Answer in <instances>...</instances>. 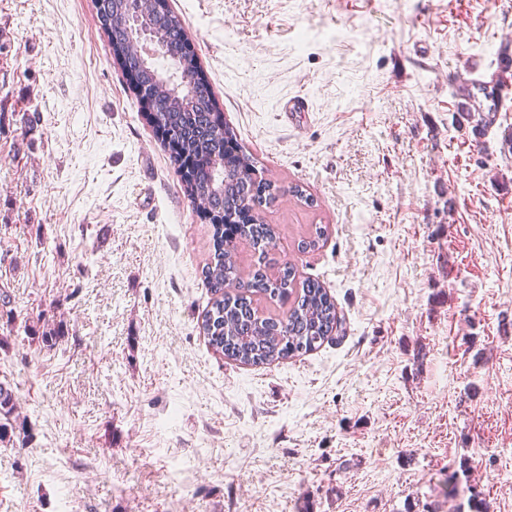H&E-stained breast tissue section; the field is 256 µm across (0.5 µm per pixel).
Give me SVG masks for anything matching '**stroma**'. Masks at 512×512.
I'll use <instances>...</instances> for the list:
<instances>
[{
	"label": "stroma",
	"mask_w": 512,
	"mask_h": 512,
	"mask_svg": "<svg viewBox=\"0 0 512 512\" xmlns=\"http://www.w3.org/2000/svg\"><path fill=\"white\" fill-rule=\"evenodd\" d=\"M170 4L257 170L313 196H282L274 255L340 329L270 365L214 353L213 228L93 0H0V381L31 433L0 445V512H512V98L478 141L455 98L512 48V0ZM50 310L49 351L23 325Z\"/></svg>",
	"instance_id": "stroma-1"
}]
</instances>
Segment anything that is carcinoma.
<instances>
[{
	"instance_id": "carcinoma-1",
	"label": "carcinoma",
	"mask_w": 512,
	"mask_h": 512,
	"mask_svg": "<svg viewBox=\"0 0 512 512\" xmlns=\"http://www.w3.org/2000/svg\"><path fill=\"white\" fill-rule=\"evenodd\" d=\"M141 18L131 29L121 12L96 19L113 57L133 74L132 90L148 123L161 137L181 186L197 215L213 228L212 249L201 275L212 295L200 331L209 347L244 365H270L316 350L337 331L336 305L317 280L303 278L296 264L270 256L275 225L267 220L280 187L257 173L254 158L224 121L211 82L191 46L186 28L168 0H135ZM155 39L158 53L144 54ZM458 124L479 140L497 113L465 111ZM327 228L314 224L299 241L302 253L321 247ZM32 343L53 349L67 325L40 313L24 325ZM9 382L0 381V444L16 445L27 433Z\"/></svg>"
}]
</instances>
